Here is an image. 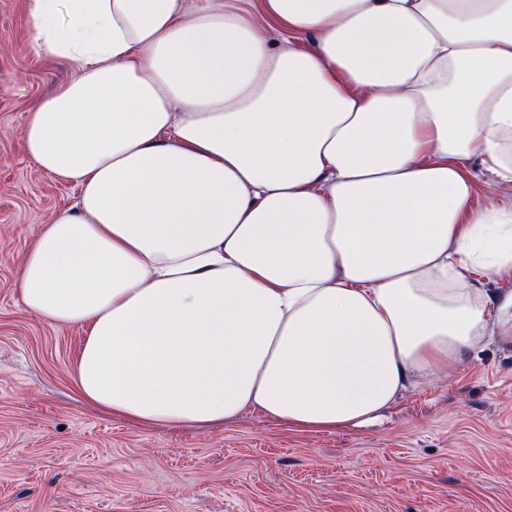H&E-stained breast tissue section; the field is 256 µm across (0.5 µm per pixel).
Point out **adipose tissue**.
Here are the masks:
<instances>
[{
	"label": "adipose tissue",
	"instance_id": "1",
	"mask_svg": "<svg viewBox=\"0 0 512 512\" xmlns=\"http://www.w3.org/2000/svg\"><path fill=\"white\" fill-rule=\"evenodd\" d=\"M77 72L25 116L78 187L25 306L84 331L77 387L139 426L377 419L512 344V0H29ZM310 39L308 47L298 37ZM468 173L476 187V192L472 199L473 206L478 208L487 206L490 199L486 195L484 187L487 183L496 181V177L485 170L479 157L472 158L468 165Z\"/></svg>",
	"mask_w": 512,
	"mask_h": 512
}]
</instances>
